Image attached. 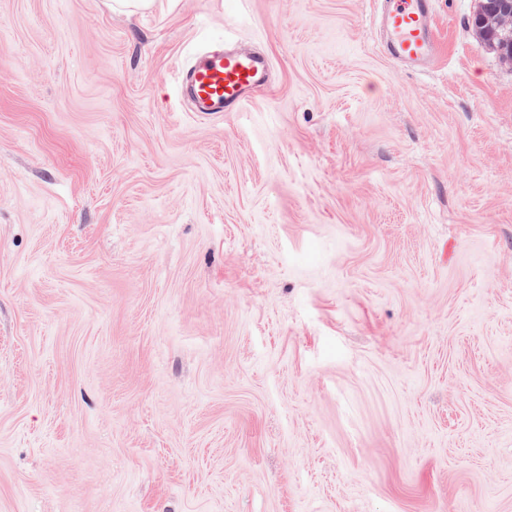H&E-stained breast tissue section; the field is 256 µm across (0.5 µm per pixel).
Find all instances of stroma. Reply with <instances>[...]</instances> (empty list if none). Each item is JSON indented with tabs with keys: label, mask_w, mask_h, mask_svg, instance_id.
<instances>
[{
	"label": "stroma",
	"mask_w": 512,
	"mask_h": 512,
	"mask_svg": "<svg viewBox=\"0 0 512 512\" xmlns=\"http://www.w3.org/2000/svg\"><path fill=\"white\" fill-rule=\"evenodd\" d=\"M0 0V512H512V66L478 0ZM259 52L242 112L175 84ZM380 25L385 50L412 68L434 57L438 50L432 23L433 0H382Z\"/></svg>",
	"instance_id": "1"
}]
</instances>
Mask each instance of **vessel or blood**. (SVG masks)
I'll return each instance as SVG.
<instances>
[{"mask_svg": "<svg viewBox=\"0 0 512 512\" xmlns=\"http://www.w3.org/2000/svg\"><path fill=\"white\" fill-rule=\"evenodd\" d=\"M433 0H382L380 25L393 59L419 67L438 50L432 23ZM270 63L261 55L213 52L186 73L184 83L201 112H238L262 86Z\"/></svg>", "mask_w": 512, "mask_h": 512, "instance_id": "vessel-or-blood-1", "label": "vessel or blood"}]
</instances>
